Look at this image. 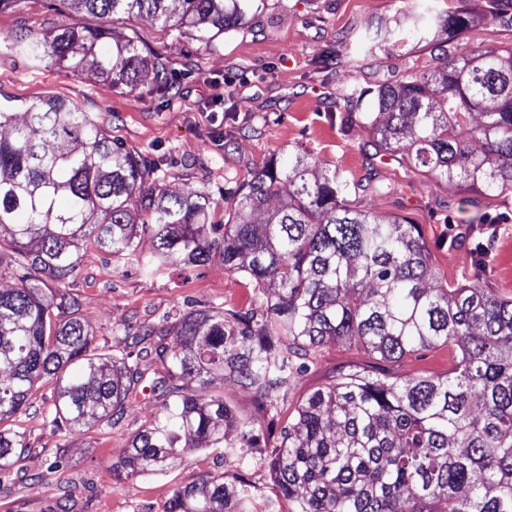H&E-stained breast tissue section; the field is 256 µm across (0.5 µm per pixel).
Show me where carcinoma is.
<instances>
[{
	"label": "carcinoma",
	"instance_id": "cac0c4a2",
	"mask_svg": "<svg viewBox=\"0 0 512 512\" xmlns=\"http://www.w3.org/2000/svg\"><path fill=\"white\" fill-rule=\"evenodd\" d=\"M71 10L122 22L147 15L185 29L204 48L262 13L267 0H63ZM486 9L512 23V0ZM467 16L413 14L398 24L420 42L434 29H462ZM28 58L112 86L136 87L160 63L135 38L61 25L21 41ZM363 113L376 144L436 181L512 189V48L470 49L429 72L384 81ZM483 122L472 123V114ZM21 124L0 110V268L16 287L0 290V471L23 460L25 437L8 422L41 384L54 381L44 416L57 431L110 423L141 389L162 398L157 416L132 436L112 472H161L189 451L224 449L239 466L257 440L258 419L207 395L235 378L260 399L288 390L304 364L298 352L358 342L386 361L435 346L456 351L443 377L380 383L349 369L308 394L270 452L278 495L295 512H512V300L477 282L438 281L414 224L349 205L359 190L337 171L309 180L296 152L253 172L224 224L209 223L210 200L162 186L159 165L112 145L86 112L58 100L26 109ZM272 211L265 204L282 196ZM151 234L147 270L224 267L269 290L256 313L194 310L161 331L162 371L149 385L125 357L98 351L61 288L81 266L83 246L136 256L137 229ZM165 512H277L243 478H209L175 490Z\"/></svg>",
	"mask_w": 512,
	"mask_h": 512
}]
</instances>
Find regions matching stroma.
<instances>
[{"label":"stroma","instance_id":"stroma-1","mask_svg":"<svg viewBox=\"0 0 512 512\" xmlns=\"http://www.w3.org/2000/svg\"><path fill=\"white\" fill-rule=\"evenodd\" d=\"M476 7V0H269L263 14L226 33L212 50L158 21L131 19L116 24V31L157 54L165 72L161 80L155 72L145 73L131 90L47 59L29 61L19 50L21 37L63 24L92 27L98 20L67 12L60 0H13L0 10V105L19 122L25 107L48 99L76 105L114 144L162 161V182L169 190L205 193L214 224L227 221L231 199L252 172L290 152L308 154L320 172L336 169L361 183L375 177L385 192L360 193L352 199L354 207L417 225L433 270L449 284L476 279L512 298V193L433 181L376 153L367 124L348 117L347 97L354 87L433 70L444 52L512 47V24L489 16L453 34L438 32L434 48L413 39L400 42L394 35L403 15ZM369 28L378 31V46L365 58L359 36ZM477 212L493 223V237L471 223ZM486 239L492 245L482 266H475L476 245ZM65 288L100 351L135 355L146 371L157 366L153 357L141 354L155 344L156 328L174 325L193 309L245 312L262 301L244 275L227 271L217 257L201 266L171 265L148 274L136 262L112 260L91 246ZM305 362L288 391L263 403L233 379L216 382L213 392L239 416L258 418L259 442L270 446L292 421L298 403L340 371L361 368L382 382L442 377L452 353L437 346L390 362L355 345L328 344ZM52 395V384H42L31 406L14 418L29 447L22 472L0 477V512H165L175 489L217 475L228 481L245 477L260 497L276 493L262 456L239 469L225 465L220 448L187 453L161 473L116 476L113 463L129 438L158 413L160 400L140 394L112 424L54 433L42 414ZM59 450L65 463L50 469Z\"/></svg>","mask_w":512,"mask_h":512}]
</instances>
